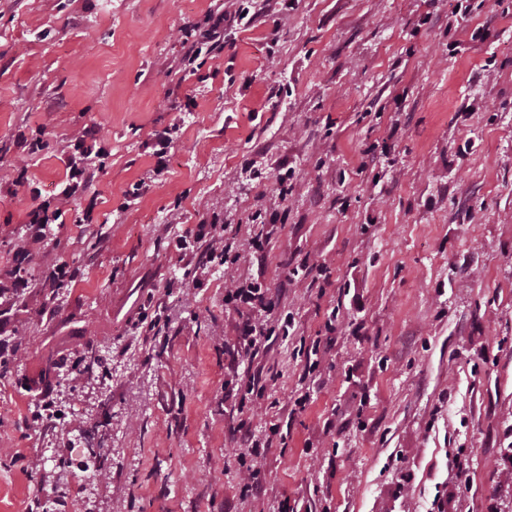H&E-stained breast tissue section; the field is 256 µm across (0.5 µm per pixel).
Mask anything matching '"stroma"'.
<instances>
[{
  "instance_id": "1",
  "label": "stroma",
  "mask_w": 512,
  "mask_h": 512,
  "mask_svg": "<svg viewBox=\"0 0 512 512\" xmlns=\"http://www.w3.org/2000/svg\"><path fill=\"white\" fill-rule=\"evenodd\" d=\"M232 3L0 0V512H512V0H259L180 69ZM86 126L93 187L19 260ZM207 214L238 260L198 279ZM253 280L290 320L254 359L224 304ZM247 367L262 399L225 396ZM273 424L249 487L240 430ZM249 13V6L238 5L234 11H228L224 10L222 4L221 10H217L216 14L210 16L209 21H212V24L209 28L200 32L199 36L191 43L185 56L187 61H194L201 55L204 45H207L206 52H208L222 44L224 40V22H236L243 26L251 23L252 16L249 17Z\"/></svg>"
}]
</instances>
